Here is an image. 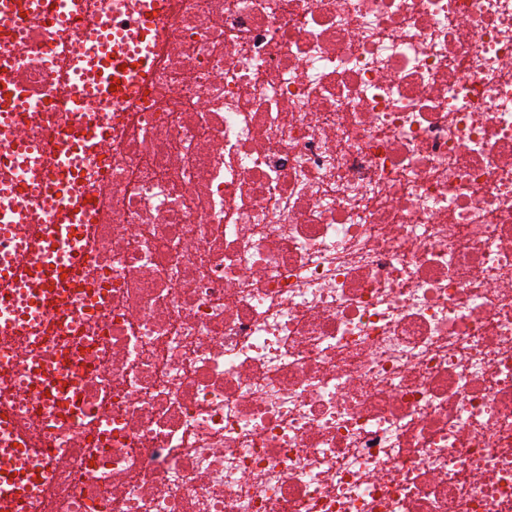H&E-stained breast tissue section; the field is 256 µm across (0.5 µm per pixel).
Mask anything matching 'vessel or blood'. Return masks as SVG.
I'll list each match as a JSON object with an SVG mask.
<instances>
[{"label": "vessel or blood", "mask_w": 512, "mask_h": 512, "mask_svg": "<svg viewBox=\"0 0 512 512\" xmlns=\"http://www.w3.org/2000/svg\"><path fill=\"white\" fill-rule=\"evenodd\" d=\"M41 2L0 0V15L6 19L5 25L0 27V41H16L19 31L14 25L15 19L23 14H36ZM90 53L96 60L94 77L99 87L109 92L115 101L126 99L131 85L144 81L153 66L152 61L144 57L111 56L98 44L91 46ZM0 92L7 99L6 106L0 108V124L13 132L9 151L0 153V167H3L35 152L27 129L36 115L25 108L22 95L11 86H4ZM111 143V129L95 115L81 112L77 133L67 136L55 170L46 176L42 185L43 193L52 198L58 211L57 223L37 229L19 223L13 212L0 217V237L19 246L13 262L0 265V308L13 309L16 321L44 319L61 326L71 319L74 298H82L89 305L95 303L99 289L84 274L88 262L84 246L92 232L89 220L102 211L103 201L88 193L75 192L78 173L72 158L80 154L106 162ZM28 277L38 279L41 288L23 305H15L13 287ZM30 396L37 403L50 398L57 407L70 409L74 406L61 381L47 379L40 372L30 377ZM0 431L11 434L16 443L13 456L0 460V504L27 503L31 489L44 487L43 469L35 460L36 450L29 437L6 404L0 405Z\"/></svg>", "instance_id": "b4317fda"}]
</instances>
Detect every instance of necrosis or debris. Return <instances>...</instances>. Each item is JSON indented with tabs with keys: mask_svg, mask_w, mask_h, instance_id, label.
Returning a JSON list of instances; mask_svg holds the SVG:
<instances>
[{
	"mask_svg": "<svg viewBox=\"0 0 512 512\" xmlns=\"http://www.w3.org/2000/svg\"><path fill=\"white\" fill-rule=\"evenodd\" d=\"M81 0L0 42L40 119L107 107L85 274L102 307L2 327L0 400L58 356L85 422L25 512H512V0ZM157 64L133 99L80 78L89 21Z\"/></svg>",
	"mask_w": 512,
	"mask_h": 512,
	"instance_id": "4bbe7bcc",
	"label": "necrosis or debris"
}]
</instances>
